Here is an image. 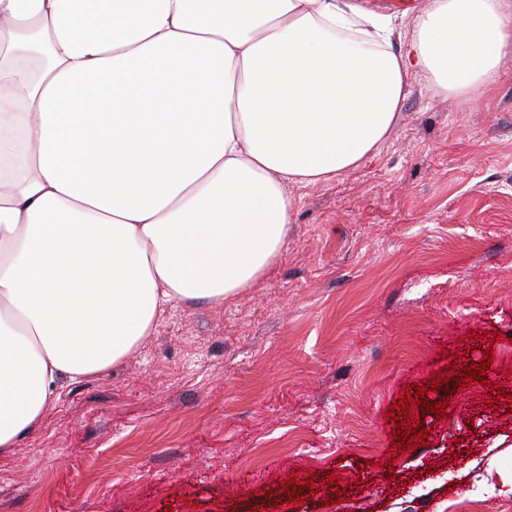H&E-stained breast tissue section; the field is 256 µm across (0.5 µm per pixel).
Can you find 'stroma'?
Instances as JSON below:
<instances>
[{"instance_id": "35a3bbf8", "label": "stroma", "mask_w": 512, "mask_h": 512, "mask_svg": "<svg viewBox=\"0 0 512 512\" xmlns=\"http://www.w3.org/2000/svg\"><path fill=\"white\" fill-rule=\"evenodd\" d=\"M288 196L260 278L169 308L0 455V512H512V52L485 94L410 76L376 154ZM489 348L393 452V402Z\"/></svg>"}]
</instances>
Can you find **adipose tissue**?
I'll return each instance as SVG.
<instances>
[{"mask_svg":"<svg viewBox=\"0 0 512 512\" xmlns=\"http://www.w3.org/2000/svg\"><path fill=\"white\" fill-rule=\"evenodd\" d=\"M510 50L512 0H0V454L169 307L261 276L287 185L378 151L411 75L487 91Z\"/></svg>","mask_w":512,"mask_h":512,"instance_id":"adipose-tissue-1","label":"adipose tissue"}]
</instances>
